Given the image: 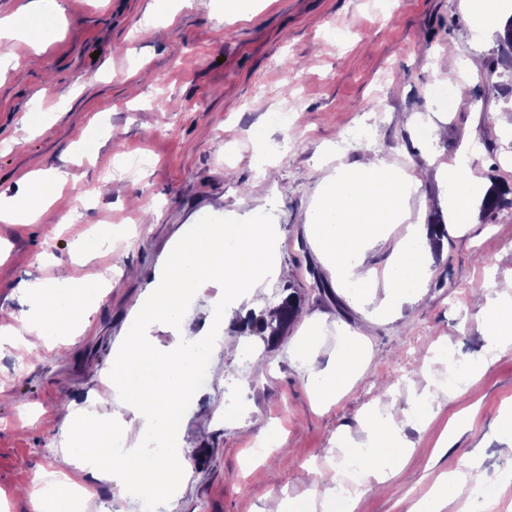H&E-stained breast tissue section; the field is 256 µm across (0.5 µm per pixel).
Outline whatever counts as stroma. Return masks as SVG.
<instances>
[{
    "mask_svg": "<svg viewBox=\"0 0 512 512\" xmlns=\"http://www.w3.org/2000/svg\"><path fill=\"white\" fill-rule=\"evenodd\" d=\"M250 3L241 20L225 13L224 0H170L164 9L156 0H0V17L28 4L51 20L40 48L0 39V193H25L17 179L27 171L69 174L35 223H0V307L26 309L23 282L65 277L102 289L72 343H0V512H38L35 497L15 494L35 476L45 475L50 490L65 487L53 475L60 424L95 403L172 247L206 214L228 224L265 216L275 262L291 271L261 281L266 306L278 307L292 287L301 310L272 342L225 325L240 352L212 354L208 384L186 398L183 477L161 512H257L272 495L287 499L289 512H309L308 490L338 478V447L350 446L365 412L384 400L411 459L385 494L363 490L354 512H409L440 472L474 455L494 512H512V436L499 428L512 411V349L487 371L471 369L486 344L471 291L512 276V209L476 212L466 226L448 222L424 288L386 313L337 279L308 226L337 174L372 159L410 175L429 169L406 200V222L362 256L381 278L392 268L393 239L445 216L442 172L464 143L477 177L512 185V60L497 31L476 37L467 0ZM332 26L342 39L325 37ZM491 65L493 80L483 83ZM451 71L454 94L442 108L429 91ZM379 108L386 118L375 140L336 152L345 130ZM280 111L294 115L289 130L266 123ZM256 130L270 147L261 156ZM136 152L153 164L121 172V157ZM101 227L107 237L87 253V233ZM319 279L328 292L316 288ZM216 294L208 285L187 299L181 325L155 324V346L202 335L200 313ZM350 347L360 355L357 379L319 399L313 374L331 371ZM453 357L469 367L465 396L417 404L421 370L443 380ZM228 391L242 397L241 411L225 407ZM462 410L467 427L433 460L439 434ZM94 487L87 512H137L132 490Z\"/></svg>",
    "mask_w": 512,
    "mask_h": 512,
    "instance_id": "35a3bbf8",
    "label": "stroma"
}]
</instances>
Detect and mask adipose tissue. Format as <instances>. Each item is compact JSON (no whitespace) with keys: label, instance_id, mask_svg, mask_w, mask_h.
I'll return each mask as SVG.
<instances>
[{"label":"adipose tissue","instance_id":"obj_1","mask_svg":"<svg viewBox=\"0 0 512 512\" xmlns=\"http://www.w3.org/2000/svg\"><path fill=\"white\" fill-rule=\"evenodd\" d=\"M448 182L456 189L448 208L457 223H469L481 182L471 175L466 153H459L447 168ZM28 193L0 198V221L7 224L34 222L40 209L68 180L65 170L54 169L26 175ZM416 182L405 173L374 162L348 177L337 178L334 188L324 191L311 216V229L317 244L336 260L338 274L362 284L366 296L376 308L390 310L401 303L411 289L423 287L429 278L431 252L423 241L428 234L424 225H410L408 233L393 247L395 274L378 283L363 271L361 263L350 255L360 244L400 223L404 203ZM273 242L267 229L256 224H197L172 249L165 276L141 304L140 329L128 336L112 354V377L101 395L102 402L123 400V411H114L108 421L94 412H79L62 425L67 447L58 460L60 469L96 474H118L138 491L155 495L170 491L181 473L168 464L141 456L138 449L127 448L117 457L112 452V437L128 433L133 419L163 421L164 433L179 432L184 415L183 400L192 388L194 366L189 353L174 345L160 350L153 346L147 330L160 321L181 322L183 299L198 292L202 282H220L224 290L213 302L208 316L212 332L196 339L206 352L226 349L216 330L224 326V310L239 295L251 290L257 279L278 275L271 255ZM31 300L33 314H6L8 335H19L23 344L34 347L45 343L49 334L68 339L85 325L90 312L85 303L88 285L73 287L67 309L55 302L52 284L23 283L19 286ZM479 327L491 352L512 347V280L500 285L496 299L485 300L480 307ZM362 430L374 442L377 453H385L400 441L401 429L389 414L388 405L373 408L360 422ZM410 458L401 451L383 467L362 470L355 487L327 488L326 496L343 498L346 512H353L362 488H384L403 471ZM486 482L478 460L465 468L441 473L428 496L411 507L410 512H473L475 493Z\"/></svg>","mask_w":512,"mask_h":512}]
</instances>
